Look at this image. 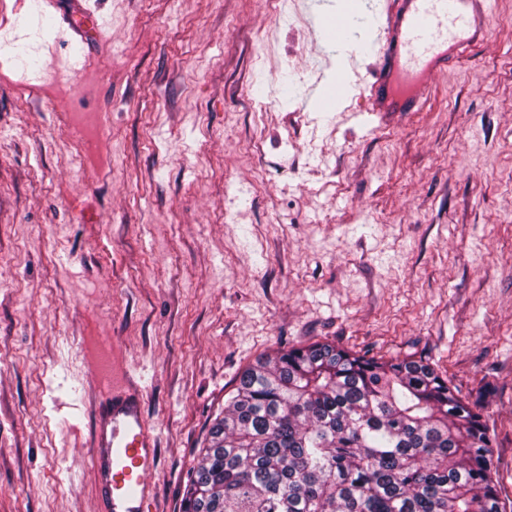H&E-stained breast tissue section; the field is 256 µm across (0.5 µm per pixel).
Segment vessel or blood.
Returning a JSON list of instances; mask_svg holds the SVG:
<instances>
[{"instance_id": "obj_1", "label": "vessel or blood", "mask_w": 512, "mask_h": 512, "mask_svg": "<svg viewBox=\"0 0 512 512\" xmlns=\"http://www.w3.org/2000/svg\"><path fill=\"white\" fill-rule=\"evenodd\" d=\"M488 7L489 0H391L378 32L381 66L368 84L371 111H420L433 79L481 40ZM62 19L81 40L98 33L94 14L79 2ZM344 92L336 80L315 88L311 104L330 107ZM94 379L107 391L92 455L101 512H156L157 434L141 389L117 363L100 362Z\"/></svg>"}]
</instances>
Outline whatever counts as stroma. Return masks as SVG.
<instances>
[{"label":"stroma","instance_id":"obj_1","mask_svg":"<svg viewBox=\"0 0 512 512\" xmlns=\"http://www.w3.org/2000/svg\"><path fill=\"white\" fill-rule=\"evenodd\" d=\"M48 2L0 0V512H98L102 352L145 387L156 507L180 512L240 372L317 341L492 387L512 507V0L421 112L370 111L373 55L312 33L366 9L350 43H375L386 0H86L78 74ZM67 111L95 120L87 166ZM345 92V84L341 78H336L333 84L326 88H315L312 92L311 105L317 108L320 104L328 109L337 98L341 97Z\"/></svg>","mask_w":512,"mask_h":512}]
</instances>
